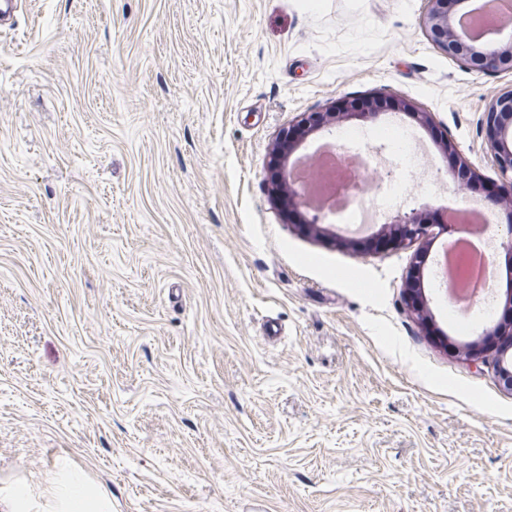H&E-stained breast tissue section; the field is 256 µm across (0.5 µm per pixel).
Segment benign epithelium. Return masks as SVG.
Returning <instances> with one entry per match:
<instances>
[{
    "label": "benign epithelium",
    "instance_id": "7a95c632",
    "mask_svg": "<svg viewBox=\"0 0 512 512\" xmlns=\"http://www.w3.org/2000/svg\"><path fill=\"white\" fill-rule=\"evenodd\" d=\"M427 9L422 18V25L437 48L448 56V59L458 62L467 70H493L512 73V32L501 28L489 29L479 36L470 34L461 28L459 22L463 15L472 14L475 7L472 0H426ZM374 104H387L395 113L413 116L421 125H432V116L428 112L416 110L411 100L404 97L373 98ZM351 115H376L373 109H363L360 100L351 97H341L322 112L304 113L296 121L293 128L300 129L307 137L316 131L336 126L343 118ZM482 128L486 131L489 150L497 170V187L501 197H512V89L494 98L480 119ZM443 156L453 155L455 158L452 178L459 185L470 187L480 182L479 175L468 159L450 140L442 141ZM280 183L288 184V205L309 207L307 197L300 187L286 181L284 175H279ZM449 224H433L425 215L417 210L400 214L388 223L381 225L374 236L380 243H388L394 248H403L414 244H422L425 249L416 254L420 262L427 255L426 247L436 239L450 232ZM495 235L499 248L509 257L512 265V213L507 224L495 226ZM404 301L407 309L414 313L424 329H429L431 318L425 315L426 303L421 291L416 288L405 290ZM504 308L508 316L500 318L490 330L492 336H512V287L506 289ZM493 347L490 341L480 344L472 343L466 349V361L469 363L486 362L485 355ZM509 347L499 348L500 357L496 360L498 375L504 385L512 390V356Z\"/></svg>",
    "mask_w": 512,
    "mask_h": 512
}]
</instances>
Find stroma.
Returning a JSON list of instances; mask_svg holds the SVG:
<instances>
[{"label": "stroma", "instance_id": "1", "mask_svg": "<svg viewBox=\"0 0 512 512\" xmlns=\"http://www.w3.org/2000/svg\"><path fill=\"white\" fill-rule=\"evenodd\" d=\"M426 0H17L0 21V512H512V390L407 310L414 248L302 227L272 150L301 113L387 93L429 158L394 214L505 204L480 118L512 74L444 55ZM449 138L480 188H457ZM436 184H429V173ZM372 100L375 106L380 103L388 104L390 109H392L396 114H408L413 116L424 127L432 125V116L430 113L417 111L412 101L407 98H383V96H380L373 97ZM99 512L109 511L108 504L98 491L78 476H71L64 492L63 512H88L91 507Z\"/></svg>", "mask_w": 512, "mask_h": 512}]
</instances>
